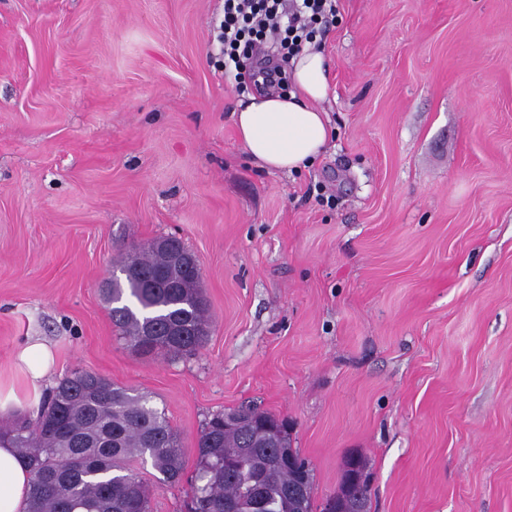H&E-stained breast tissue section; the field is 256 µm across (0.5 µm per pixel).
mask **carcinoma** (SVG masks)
I'll use <instances>...</instances> for the list:
<instances>
[{
  "mask_svg": "<svg viewBox=\"0 0 512 512\" xmlns=\"http://www.w3.org/2000/svg\"><path fill=\"white\" fill-rule=\"evenodd\" d=\"M164 250L151 245L121 254L105 289L112 324L143 355H179L204 344L211 319L199 288L200 270L177 262L188 252L176 237ZM136 266V274L129 272ZM240 411L253 423L224 425L213 415L196 438L198 473L189 485L193 512H316L314 474L292 447L288 423L259 405ZM281 429L273 437L265 425ZM31 469L29 512H150L152 490L136 472L151 462L160 484L182 482L185 448L165 413L148 399L89 370L62 379L33 420L0 427ZM366 484L351 492L342 476L333 492L343 512H369L372 473L358 459Z\"/></svg>",
  "mask_w": 512,
  "mask_h": 512,
  "instance_id": "carcinoma-1",
  "label": "carcinoma"
}]
</instances>
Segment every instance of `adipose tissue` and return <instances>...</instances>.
<instances>
[{"instance_id": "adipose-tissue-1", "label": "adipose tissue", "mask_w": 512, "mask_h": 512, "mask_svg": "<svg viewBox=\"0 0 512 512\" xmlns=\"http://www.w3.org/2000/svg\"><path fill=\"white\" fill-rule=\"evenodd\" d=\"M329 66L315 47H304L290 59L293 85L287 92L251 94L232 116L240 143L262 168L298 171L312 164L330 139L322 104L328 96ZM20 383L0 381V413L39 401L56 366L52 347L40 339L27 340L15 354ZM30 468L16 448L0 444V512H27Z\"/></svg>"}]
</instances>
